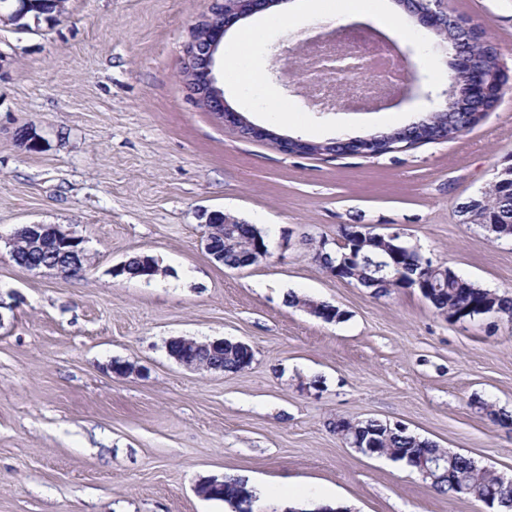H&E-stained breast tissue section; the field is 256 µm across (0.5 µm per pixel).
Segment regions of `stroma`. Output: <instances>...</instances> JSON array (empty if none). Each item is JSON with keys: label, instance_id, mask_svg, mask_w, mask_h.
Segmentation results:
<instances>
[{"label": "stroma", "instance_id": "stroma-1", "mask_svg": "<svg viewBox=\"0 0 512 512\" xmlns=\"http://www.w3.org/2000/svg\"><path fill=\"white\" fill-rule=\"evenodd\" d=\"M445 5L496 47L509 76L499 104L455 139L378 158L286 156L201 109L182 69L210 0H66L55 20L0 29V512H228L195 485L229 474L351 512H488L348 447L333 424L400 422L512 478V427L470 405L512 415V323L451 322L418 289L377 297L314 258L343 225L370 224L512 296V240L460 213L512 166V0ZM316 23L283 21L244 49L280 112L229 86L227 104L316 142L380 135L443 105L457 61L434 36L410 59L432 100L304 107L284 86L299 67L279 80L276 55ZM364 23L403 48L422 32L385 0ZM212 212L258 225L267 257L240 270L214 261L202 241ZM25 224L83 239V271L17 266L10 240ZM137 254L163 275H115ZM290 292L341 319L288 306ZM174 336L242 341L255 358L236 374L188 369L167 353ZM115 361L135 369L116 375Z\"/></svg>", "mask_w": 512, "mask_h": 512}]
</instances>
